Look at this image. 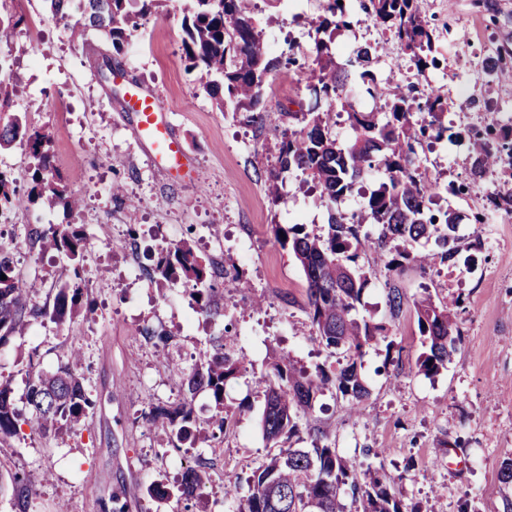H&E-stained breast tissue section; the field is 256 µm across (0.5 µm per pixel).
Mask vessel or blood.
Masks as SVG:
<instances>
[{
	"label": "vessel or blood",
	"mask_w": 512,
	"mask_h": 512,
	"mask_svg": "<svg viewBox=\"0 0 512 512\" xmlns=\"http://www.w3.org/2000/svg\"><path fill=\"white\" fill-rule=\"evenodd\" d=\"M124 107L137 117L134 130L151 162L167 175L192 176L193 163L167 121L157 94L138 84H129Z\"/></svg>",
	"instance_id": "vessel-or-blood-1"
}]
</instances>
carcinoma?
I'll return each instance as SVG.
<instances>
[{
	"mask_svg": "<svg viewBox=\"0 0 512 512\" xmlns=\"http://www.w3.org/2000/svg\"><path fill=\"white\" fill-rule=\"evenodd\" d=\"M47 2L52 18L73 39L83 41L88 30H98L110 42L112 53L120 55L130 30L137 27L138 19L157 8L160 0H140L136 13L129 10L132 0H80L82 11L77 19L69 10L72 0ZM361 6L377 24L395 33L419 74L437 66L434 32L423 16L420 0H361ZM254 9L253 0H193V8L182 22L183 58L186 69L205 73V92L219 108L227 103L233 115L249 124L272 123L281 129L278 169L267 179L271 201L279 200L285 174L294 171L301 172L325 201L326 233H311L304 224H276L273 232L304 273L307 314L317 337L331 352L344 353L347 362L337 370L318 365L309 373L283 357L273 361L269 372L256 382L257 392L264 398L261 422L270 452L247 477L234 476L233 484H246L247 492L233 512H345L340 496L346 490L361 500L362 512H420L417 506L408 507L396 499L380 469L362 461H348L327 444L315 442L305 449L290 448L286 443L300 432L318 392L333 387L354 406L370 395L358 360L366 349L386 338L388 328L384 323L356 317L369 283L367 273L357 263L359 253L374 250L389 272L406 262L424 268L436 261L454 266L460 260L459 216L448 209L433 211L439 181L419 173L416 156V145L424 140L438 143L453 138L441 121L448 102L434 92L422 100L414 95L413 86L406 93H393L379 107L366 109L355 102L349 95L355 84H366L372 98L379 96L376 76L367 69L375 49L359 45L345 62L336 61L333 45L336 35L351 26L350 14L346 4L325 0L323 14L312 23L314 59L305 78L311 104L305 112L272 116L265 102L276 77L285 69H301L303 65L291 53L271 54ZM23 22L21 16H0V46L10 43ZM341 110L347 113L352 130L345 142L332 132ZM416 110L428 112L431 121L414 123ZM16 142L25 145L33 160L27 197H22L13 179L0 171V213L40 199L69 213L79 210L81 197L63 185L54 165L49 132L30 128L24 117L15 114L0 125V148ZM503 149L512 155V143L499 149L479 137L473 140L471 185H477L500 160ZM375 171L381 173L378 186L359 193L361 213L348 215L344 203ZM364 224L376 225L378 236L360 233ZM27 235L67 258L74 279L58 290L52 309L40 308L31 302L32 285L15 273L11 254L0 247V276H6L0 279V347L41 318L63 325L80 315L95 314L93 302L84 297L79 271L89 247L83 226L55 224L42 229L31 225ZM390 242L395 243L391 255L385 252ZM147 258L152 277L193 284L191 298L196 311L210 313L215 282L224 271L199 256L187 241L162 242L148 250ZM407 303L401 289L388 284L390 317L398 318ZM414 309L425 347L417 366L424 375L434 376L447 367L456 351L459 330L446 304L427 298L414 303ZM241 367L242 361L236 358L227 337H221L209 358L183 377L182 398L173 405L152 407L150 421H160L171 429L175 448L184 443L195 445L202 434L209 440L224 438L230 418L224 412V386ZM26 386L27 403L38 424L46 429L60 422L76 426L94 406L81 375L67 364L46 371L39 367L34 352L28 356ZM201 389L210 393L216 408L204 429L197 423L193 408L194 394ZM12 394L9 380L0 379L1 447H10L20 439L23 418ZM206 475V462L201 458L186 467L175 485L180 499L191 504L205 486ZM499 480L503 512H512V461L502 464ZM11 482L12 512H29L36 477L20 470L11 474Z\"/></svg>",
	"mask_w": 512,
	"mask_h": 512,
	"instance_id": "1",
	"label": "carcinoma"
}]
</instances>
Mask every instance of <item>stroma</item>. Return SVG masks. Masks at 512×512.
Wrapping results in <instances>:
<instances>
[{
	"label": "stroma",
	"mask_w": 512,
	"mask_h": 512,
	"mask_svg": "<svg viewBox=\"0 0 512 512\" xmlns=\"http://www.w3.org/2000/svg\"><path fill=\"white\" fill-rule=\"evenodd\" d=\"M349 30L336 39V58L370 42L382 48L372 66L379 88L417 86L420 95L440 90L448 101V125L460 141L420 149L422 166L438 176L439 208L460 215L458 234L469 245L474 267L450 269L405 265L388 275L374 251L358 263L370 278L359 314L386 322L388 338L401 348L400 363L384 365V345L368 348L361 372L371 394L358 406L329 388L319 395L298 447L320 442L338 455L362 459L365 448L381 449V468L396 497L421 512H501L498 474L512 459V213L489 209V196L512 191V158L503 157L477 187H469L468 134L512 127V80L487 73L488 60L512 69V0H421L439 37L438 65L418 76L399 40L349 0ZM191 0L162 4L132 31L125 52L112 56L100 32L72 42L56 25L44 0H0V12L21 11L26 21L12 46L0 47L11 111L47 128L54 164L71 191L83 198L79 212L38 203L9 212L0 225L19 274L33 285V303L52 306L73 273L68 261L27 241L25 225L80 224L91 246L81 273L97 308L94 318L59 325L43 320L0 349V375L10 378L16 406L28 411L26 360L38 351L43 369L71 364L84 377L95 402L85 423L42 430L21 426L15 447H0V512H10V476L17 470L42 475L29 512H101L100 503L120 493L126 512H184L183 502L152 498L148 486L174 479L196 457L208 461L209 480L193 512H230L240 489L226 474L247 475L266 458L261 430L263 399L255 380L272 358L287 355L312 367L338 366L344 357L322 345L306 313V283L300 266L274 239L273 225L303 220L326 230V206L318 192L290 174L278 202L265 181L277 166L280 133L272 125L245 123L220 110L207 95L201 74L181 59L182 19ZM321 0H300L297 10L256 0L264 33L275 34L280 51L294 50L310 62L311 19ZM119 70L106 80L104 59ZM157 92L175 131L193 159L197 178H172L150 164L137 143L133 113L122 111L125 85ZM123 187V199L112 195ZM467 185L465 193L449 186ZM484 223H475V214ZM141 226L139 239L128 234ZM188 240L198 254L224 267L211 315L198 314L183 282L149 277L148 237ZM251 254L238 262L240 248ZM408 300L460 299L461 340L446 369L427 377L416 360L423 350L413 309L390 319L387 282ZM236 336L234 352L244 367L224 389L232 415L222 444L198 440L188 452L172 447L167 430L145 421L151 405L178 401L177 368H191L224 328ZM167 341H160V334Z\"/></svg>",
	"instance_id": "1"
}]
</instances>
